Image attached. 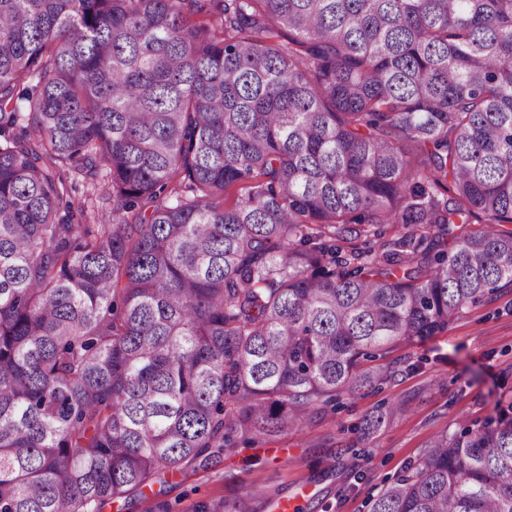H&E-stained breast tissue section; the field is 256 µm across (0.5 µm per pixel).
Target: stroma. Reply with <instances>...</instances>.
Segmentation results:
<instances>
[{
  "label": "stroma",
  "mask_w": 512,
  "mask_h": 512,
  "mask_svg": "<svg viewBox=\"0 0 512 512\" xmlns=\"http://www.w3.org/2000/svg\"><path fill=\"white\" fill-rule=\"evenodd\" d=\"M68 186L73 208L97 211L98 223H111L103 186L74 173ZM381 362L390 371L381 389L342 397L334 407L315 405L288 433L237 442L208 467L170 478L159 499L165 512H197L200 504H220L244 492L254 495L257 512H279L284 501L303 512H369L371 499L435 435L512 402V287L469 305L423 344H397ZM397 400L407 403V413L373 438H361L363 417ZM159 500L137 497L104 512H154Z\"/></svg>",
  "instance_id": "obj_1"
}]
</instances>
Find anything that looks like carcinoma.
<instances>
[{
  "label": "carcinoma",
  "mask_w": 512,
  "mask_h": 512,
  "mask_svg": "<svg viewBox=\"0 0 512 512\" xmlns=\"http://www.w3.org/2000/svg\"><path fill=\"white\" fill-rule=\"evenodd\" d=\"M505 286L512 0H0V512H102L277 436ZM370 512H512V404ZM68 179L69 194L65 197L72 204L73 210L85 207L86 211L98 209V218L92 224H109L112 222V202H103L100 197L104 194L107 185L102 181L96 187L86 182L81 176L72 172H65Z\"/></svg>",
  "instance_id": "1"
}]
</instances>
